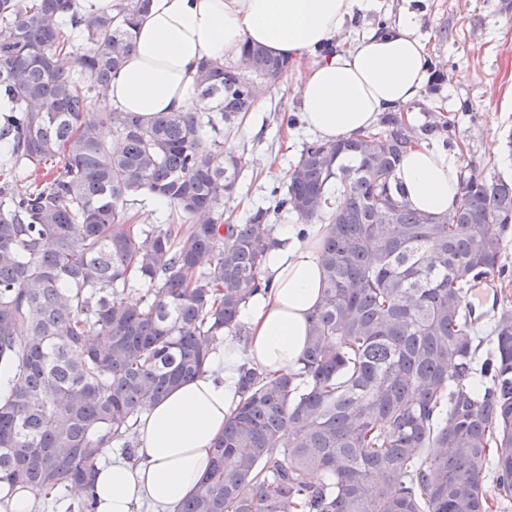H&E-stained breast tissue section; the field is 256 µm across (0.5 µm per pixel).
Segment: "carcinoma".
Returning a JSON list of instances; mask_svg holds the SVG:
<instances>
[{"mask_svg":"<svg viewBox=\"0 0 512 512\" xmlns=\"http://www.w3.org/2000/svg\"><path fill=\"white\" fill-rule=\"evenodd\" d=\"M75 4L0 0V368L13 374L0 483L54 502L81 487L66 512H95L100 449L133 457L141 415L242 335L241 311L270 287L271 215L285 212L330 224L308 346L276 377L240 368L211 470L178 512H491L512 498V308L491 316L477 369L464 303L499 268L512 181L470 174L451 213L415 209L396 172L448 122L388 112L376 148L363 134L307 145L275 205L234 224L222 205L243 165L224 130L257 102L253 78L288 59L254 44L233 65L202 64L208 113H90L150 0L110 14ZM22 166L33 182L17 193ZM143 194L174 207L173 222L139 223L129 202Z\"/></svg>","mask_w":512,"mask_h":512,"instance_id":"obj_1","label":"carcinoma"}]
</instances>
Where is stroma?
I'll use <instances>...</instances> for the list:
<instances>
[{
  "mask_svg": "<svg viewBox=\"0 0 512 512\" xmlns=\"http://www.w3.org/2000/svg\"><path fill=\"white\" fill-rule=\"evenodd\" d=\"M417 19L429 49L428 81L421 100L406 110L412 124L445 119L448 147L457 150L460 174L477 171L492 182L512 180V0H376L356 10L337 38L347 46L379 23ZM264 92L244 120L227 133L246 165L225 212L248 222L269 207L274 188H286L279 169L295 167L314 142L300 122L296 73L263 80Z\"/></svg>",
  "mask_w": 512,
  "mask_h": 512,
  "instance_id": "stroma-1",
  "label": "stroma"
}]
</instances>
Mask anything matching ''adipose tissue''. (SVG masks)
Masks as SVG:
<instances>
[{
    "label": "adipose tissue",
    "mask_w": 512,
    "mask_h": 512,
    "mask_svg": "<svg viewBox=\"0 0 512 512\" xmlns=\"http://www.w3.org/2000/svg\"><path fill=\"white\" fill-rule=\"evenodd\" d=\"M360 0H151L138 23L133 49L104 86V98L145 117L211 106L196 88L201 62L239 56L255 43L290 59L300 80L302 120L333 142L371 131L380 115L419 101L427 81L428 51L414 37V19L333 43ZM418 210L445 213L459 192L457 156L433 142L409 151L397 173ZM327 225L312 224L300 238L281 225L264 266L269 293L257 296L245 317L246 343L224 340L206 372L175 388L140 419L134 458L109 455L97 467L96 512H174L192 496L210 468L216 441L237 402L238 368L249 362L274 373L295 370L309 336L308 317L323 288L320 248Z\"/></svg>",
    "instance_id": "ef3b65f1"
}]
</instances>
